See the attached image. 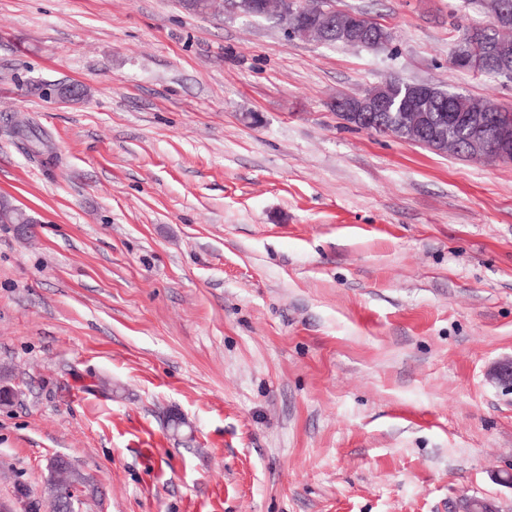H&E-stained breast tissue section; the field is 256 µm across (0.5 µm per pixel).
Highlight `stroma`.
<instances>
[{"label": "stroma", "instance_id": "obj_1", "mask_svg": "<svg viewBox=\"0 0 512 512\" xmlns=\"http://www.w3.org/2000/svg\"><path fill=\"white\" fill-rule=\"evenodd\" d=\"M384 49L178 0H0V501L82 512H512V163L338 119L456 71L479 0H336ZM77 83L80 102L40 85ZM338 14V24L337 27L341 28V26L346 22V20L349 18V15L351 13L353 14H360L361 16H366L368 18V22L371 25V28L376 32V37H378L381 40L374 41V42H365V43H355V42H363L371 39L372 34H370L366 28L364 27L362 23V17L359 15H352L351 16V25L349 34L350 36L355 40L351 39L348 36H345L341 33H338L335 31L332 32L331 35L329 32L323 37L324 43L326 44H343L346 46H352V47H361V48H377V47H385L386 44H388L391 41L392 35L390 30L387 28V26L380 23L376 18H373L371 16H368L366 13L363 12H355V11H343V10H337L336 12ZM59 460L61 469L59 471V480L62 483L63 490L68 489L69 501L65 500L57 493L56 484L47 479L48 489V511L49 512H78L83 505L81 497L87 490L88 482L85 476L63 456L56 457Z\"/></svg>", "mask_w": 512, "mask_h": 512}]
</instances>
